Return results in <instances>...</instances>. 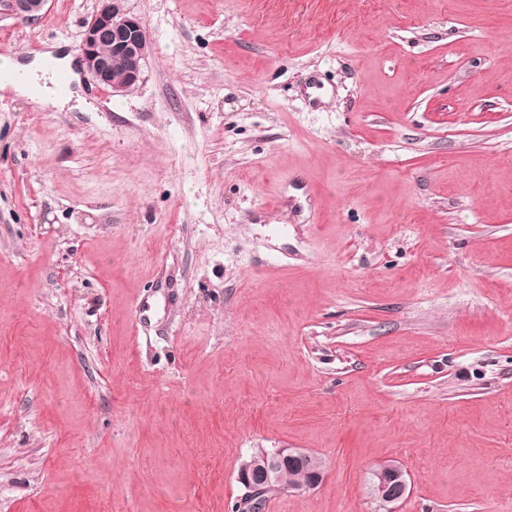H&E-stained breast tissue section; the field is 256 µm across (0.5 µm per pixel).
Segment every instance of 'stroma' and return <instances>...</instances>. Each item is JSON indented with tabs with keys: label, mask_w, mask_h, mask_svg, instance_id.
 <instances>
[{
	"label": "stroma",
	"mask_w": 512,
	"mask_h": 512,
	"mask_svg": "<svg viewBox=\"0 0 512 512\" xmlns=\"http://www.w3.org/2000/svg\"><path fill=\"white\" fill-rule=\"evenodd\" d=\"M96 0L0 20L74 53ZM87 109L0 89V512H512V0H125ZM123 2L97 0L78 45L86 72L114 94L127 92L141 80L150 47L146 26L140 17L124 9ZM115 60L121 65L119 77L114 71ZM286 456L291 459L304 461L310 453L302 448H276L270 454L263 452L260 457H252L244 461L238 470L237 481L240 484L241 495L239 510L246 512H264L267 497L264 495L263 484L269 487L278 482L281 477V459ZM405 475L403 467L392 460L378 470L376 491L386 505H394L387 510L388 512H397L398 504L409 494ZM282 475L285 476V486L281 489L288 490V485L298 483L299 481H307L308 475L306 474V470H302L299 467L288 466L287 468H283ZM324 481V475L321 473H316L312 477L311 480L307 481L305 484L299 487V491L309 492L317 489Z\"/></svg>",
	"instance_id": "stroma-1"
}]
</instances>
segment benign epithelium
Here are the masks:
<instances>
[{"label": "benign epithelium", "mask_w": 512, "mask_h": 512, "mask_svg": "<svg viewBox=\"0 0 512 512\" xmlns=\"http://www.w3.org/2000/svg\"><path fill=\"white\" fill-rule=\"evenodd\" d=\"M49 0H0V18L9 17L30 23L44 13ZM150 36L140 17L123 7V0H97L96 9L83 25L78 45L81 61L96 83L125 93L142 78L143 64L148 55ZM303 461L310 453L302 448H276L259 457L244 461L237 481L241 495V512H265L267 497L263 485L279 481L281 459ZM376 491L389 505L388 512H397V505L408 496L406 471L395 461L378 470Z\"/></svg>", "instance_id": "obj_1"}]
</instances>
